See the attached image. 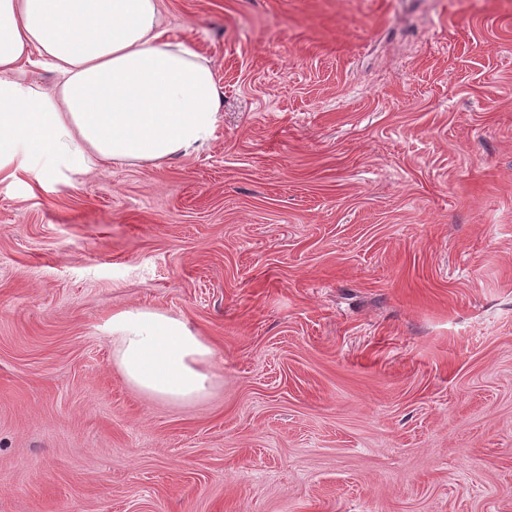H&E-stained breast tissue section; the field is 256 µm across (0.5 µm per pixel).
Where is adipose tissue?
<instances>
[{
    "mask_svg": "<svg viewBox=\"0 0 512 512\" xmlns=\"http://www.w3.org/2000/svg\"><path fill=\"white\" fill-rule=\"evenodd\" d=\"M162 0H0V176L48 156L102 170L197 152L220 119L210 61L160 28ZM57 76L53 92L28 64ZM112 362L137 392L196 402L214 385L215 351L186 321L146 307L108 321Z\"/></svg>",
    "mask_w": 512,
    "mask_h": 512,
    "instance_id": "1",
    "label": "adipose tissue"
}]
</instances>
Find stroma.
I'll list each match as a JSON object with an SVG mask.
<instances>
[{
  "instance_id": "obj_1",
  "label": "stroma",
  "mask_w": 512,
  "mask_h": 512,
  "mask_svg": "<svg viewBox=\"0 0 512 512\" xmlns=\"http://www.w3.org/2000/svg\"><path fill=\"white\" fill-rule=\"evenodd\" d=\"M198 152L0 182V512H512V0H164ZM215 349L203 401L113 312ZM108 327L112 362L131 388L170 404L209 395L216 378L215 351L186 321L138 307L114 312Z\"/></svg>"
}]
</instances>
